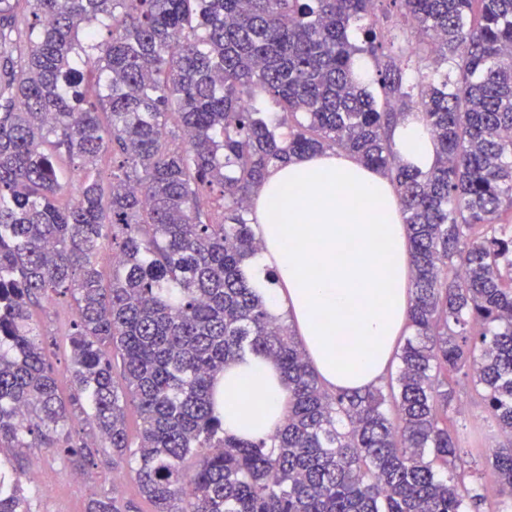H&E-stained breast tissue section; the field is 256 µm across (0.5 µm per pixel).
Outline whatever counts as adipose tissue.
I'll list each match as a JSON object with an SVG mask.
<instances>
[{
    "instance_id": "adipose-tissue-1",
    "label": "adipose tissue",
    "mask_w": 512,
    "mask_h": 512,
    "mask_svg": "<svg viewBox=\"0 0 512 512\" xmlns=\"http://www.w3.org/2000/svg\"><path fill=\"white\" fill-rule=\"evenodd\" d=\"M396 148L421 170L433 141L416 116ZM261 251L245 268L271 314L288 312L323 380L367 387L387 366L407 325L411 254L395 189L381 170L341 152L271 168L252 194ZM226 434L258 440L283 422L290 396L274 362L248 355L215 380Z\"/></svg>"
}]
</instances>
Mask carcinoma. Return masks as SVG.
Here are the masks:
<instances>
[{
	"instance_id": "carcinoma-1",
	"label": "carcinoma",
	"mask_w": 512,
	"mask_h": 512,
	"mask_svg": "<svg viewBox=\"0 0 512 512\" xmlns=\"http://www.w3.org/2000/svg\"><path fill=\"white\" fill-rule=\"evenodd\" d=\"M375 2L0 0L1 448L130 464L154 512H480L448 418L465 379L503 436L490 455L512 512V0H389L400 30ZM412 111L436 144L427 172L392 146ZM335 149L392 181L413 291L396 371L332 393L243 268L261 248L254 187ZM62 155L82 173L70 188ZM58 297L76 310L67 397L31 311ZM247 353L291 397L257 441L224 434L212 394ZM80 416L97 446L73 435ZM132 509L100 495L86 512ZM0 512H31L4 469Z\"/></svg>"
}]
</instances>
